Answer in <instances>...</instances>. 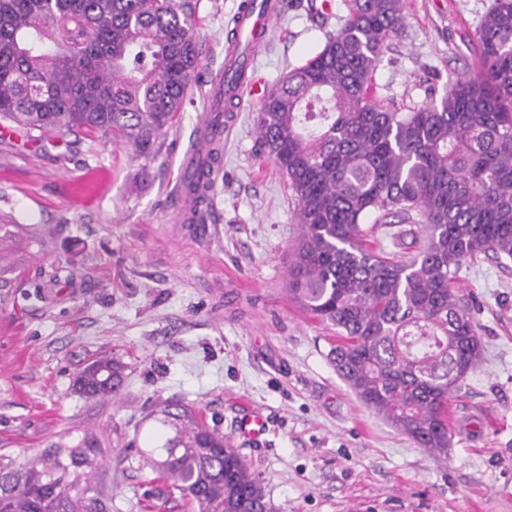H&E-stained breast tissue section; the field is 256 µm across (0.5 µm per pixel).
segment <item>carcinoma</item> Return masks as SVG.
<instances>
[{
    "label": "carcinoma",
    "instance_id": "1",
    "mask_svg": "<svg viewBox=\"0 0 512 512\" xmlns=\"http://www.w3.org/2000/svg\"><path fill=\"white\" fill-rule=\"evenodd\" d=\"M347 23L262 100V152L288 177L300 234L288 296L336 329L328 358L356 397L418 447L448 454V397L481 362L471 308L454 290L467 260H512V0H495L477 33L481 67L441 101L407 112L370 82L405 28L402 0H346ZM176 0H0V120L27 133L104 132L137 157L174 124L199 50ZM425 224L410 259L361 242L363 219ZM125 365L104 355L79 391L117 400ZM174 431L138 450L146 497L192 512H272L231 437L173 404ZM95 440L54 444L22 462L0 454V512H112L90 485Z\"/></svg>",
    "mask_w": 512,
    "mask_h": 512
}]
</instances>
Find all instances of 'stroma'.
<instances>
[{"label": "stroma", "instance_id": "35a3bbf8", "mask_svg": "<svg viewBox=\"0 0 512 512\" xmlns=\"http://www.w3.org/2000/svg\"><path fill=\"white\" fill-rule=\"evenodd\" d=\"M202 69L224 64L239 0H187ZM405 30L372 75L377 101L400 112L440 99L473 70L477 30L494 0H402ZM293 0L258 58L272 87L343 23ZM245 97L224 134L211 203L194 224L171 197L179 161L210 98L193 79L154 153L133 156L108 135L74 132L63 148L0 141V224L16 268L0 281V452L30 459L49 442L96 434L112 512H145L149 471L134 447L171 432L166 404L195 408L235 438L273 512H512V261H467L455 286L473 309L483 360L448 399V454L436 457L366 407L327 354L336 334L286 292L299 233L285 175L259 149ZM423 225L379 224L367 246L411 257ZM110 354L127 365L120 404L88 400L78 372ZM262 412L260 440L237 439Z\"/></svg>", "mask_w": 512, "mask_h": 512}]
</instances>
